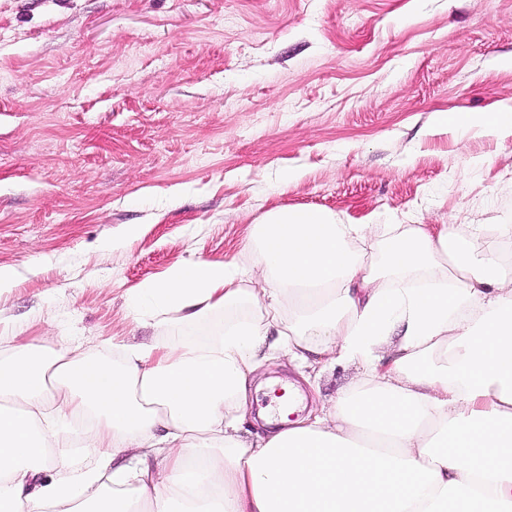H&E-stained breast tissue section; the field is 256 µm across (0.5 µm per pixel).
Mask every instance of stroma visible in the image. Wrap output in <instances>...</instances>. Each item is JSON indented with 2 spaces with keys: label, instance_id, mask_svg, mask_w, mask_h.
Instances as JSON below:
<instances>
[{
  "label": "stroma",
  "instance_id": "obj_1",
  "mask_svg": "<svg viewBox=\"0 0 512 512\" xmlns=\"http://www.w3.org/2000/svg\"><path fill=\"white\" fill-rule=\"evenodd\" d=\"M509 101L512 0H0V350L207 335L223 314L160 331L131 289L252 265L278 208L512 224V129L435 123ZM356 374L276 350L258 372L319 404Z\"/></svg>",
  "mask_w": 512,
  "mask_h": 512
}]
</instances>
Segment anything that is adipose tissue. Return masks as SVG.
<instances>
[{"instance_id": "1", "label": "adipose tissue", "mask_w": 512, "mask_h": 512, "mask_svg": "<svg viewBox=\"0 0 512 512\" xmlns=\"http://www.w3.org/2000/svg\"><path fill=\"white\" fill-rule=\"evenodd\" d=\"M467 131L512 107L442 112ZM384 241L379 265L359 245ZM257 273L192 261L130 303L222 331L112 364L33 340L0 359V512H512V224H342L282 208L252 228ZM356 364L329 415L241 433L266 343ZM91 418L96 466L46 480Z\"/></svg>"}]
</instances>
